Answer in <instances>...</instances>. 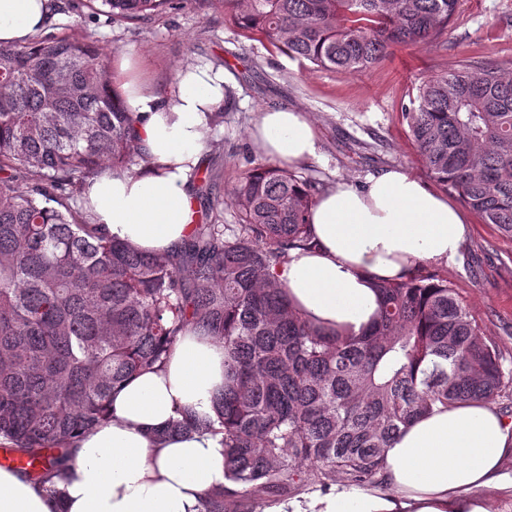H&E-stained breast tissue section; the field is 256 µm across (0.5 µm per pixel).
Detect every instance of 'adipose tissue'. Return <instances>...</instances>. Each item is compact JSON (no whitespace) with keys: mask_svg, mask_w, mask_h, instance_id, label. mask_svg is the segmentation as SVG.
<instances>
[{"mask_svg":"<svg viewBox=\"0 0 512 512\" xmlns=\"http://www.w3.org/2000/svg\"><path fill=\"white\" fill-rule=\"evenodd\" d=\"M55 0H0V44L28 40L49 22ZM119 89L149 159L137 172L115 170L86 190L97 223L142 250L177 249L192 228L193 171L209 146L210 119L226 96L223 72L180 68L168 101L148 91L135 59L119 61ZM261 154L284 168L316 157L307 115L269 108L250 131ZM313 246L276 269L293 308L326 331L359 335L378 315L381 280L425 263L448 264L466 234L462 214L404 169L347 180L309 210ZM224 385V345L186 331L166 366L132 378L111 399V421L77 442L48 496L0 468V512H200L208 490L224 485V436L162 437L170 419L210 414ZM512 419L480 401L436 406L404 427L385 452L382 486L336 485L287 499L265 512H490V496L512 491Z\"/></svg>","mask_w":512,"mask_h":512,"instance_id":"ef3b65f1","label":"adipose tissue"}]
</instances>
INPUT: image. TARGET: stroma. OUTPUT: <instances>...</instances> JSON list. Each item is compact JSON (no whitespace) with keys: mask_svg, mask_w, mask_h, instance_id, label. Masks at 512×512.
I'll return each instance as SVG.
<instances>
[{"mask_svg":"<svg viewBox=\"0 0 512 512\" xmlns=\"http://www.w3.org/2000/svg\"><path fill=\"white\" fill-rule=\"evenodd\" d=\"M49 33L96 42L109 63L120 54L141 60V77L168 97L185 63L224 69L229 96L217 111L200 165L212 169L224 199L223 220L236 223L232 192L240 174L263 163L248 137L258 114L288 106L306 112L318 131V155L295 167L321 189L361 183L387 168H403L428 188L436 183L421 162L401 117L431 75L462 63L512 60V0H462L443 36L393 48L382 63L343 75L288 57L230 22L220 0L168 8L146 19L114 21L98 0H60ZM467 224L455 262L440 267L468 304L483 333L495 339L512 369V239L463 209Z\"/></svg>","mask_w":512,"mask_h":512,"instance_id":"obj_1","label":"stroma"}]
</instances>
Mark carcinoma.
<instances>
[{
  "label": "carcinoma",
  "mask_w": 512,
  "mask_h": 512,
  "mask_svg": "<svg viewBox=\"0 0 512 512\" xmlns=\"http://www.w3.org/2000/svg\"><path fill=\"white\" fill-rule=\"evenodd\" d=\"M101 0L138 20L174 3ZM233 23L320 69L351 74L394 45L438 40L460 0H224ZM107 51L68 36L0 45V450L43 490L69 450L110 419L112 391L164 368L197 329L224 343L213 415L166 433L224 434L231 486L203 512H258L343 478L379 483L385 450L436 404L494 405L512 369L457 289L419 268L380 281L378 318L360 335L317 329L292 310L272 270L312 243L316 183L270 164L234 190L237 223H197L171 254L112 239L84 199L89 182L133 156L135 119L112 88ZM430 176L512 238V62L429 77L404 109ZM200 199L216 176L195 170Z\"/></svg>",
  "instance_id": "1"
}]
</instances>
